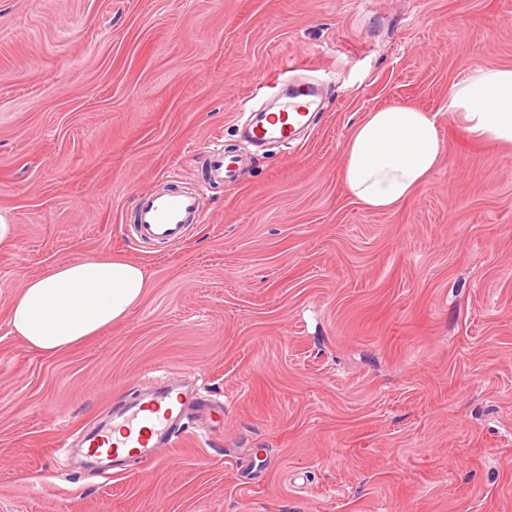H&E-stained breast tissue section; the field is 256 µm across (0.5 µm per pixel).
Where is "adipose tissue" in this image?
Segmentation results:
<instances>
[{
	"label": "adipose tissue",
	"mask_w": 512,
	"mask_h": 512,
	"mask_svg": "<svg viewBox=\"0 0 512 512\" xmlns=\"http://www.w3.org/2000/svg\"><path fill=\"white\" fill-rule=\"evenodd\" d=\"M448 112L475 139L512 145V67L487 64L448 87ZM442 151L437 117L395 105L359 123L345 149L343 178L367 208L392 210L423 185ZM143 269L120 258H83L27 280L9 307L25 346L52 356L98 335L142 299Z\"/></svg>",
	"instance_id": "1"
}]
</instances>
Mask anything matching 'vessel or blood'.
Segmentation results:
<instances>
[{
	"label": "vessel or blood",
	"instance_id": "obj_1",
	"mask_svg": "<svg viewBox=\"0 0 512 512\" xmlns=\"http://www.w3.org/2000/svg\"><path fill=\"white\" fill-rule=\"evenodd\" d=\"M320 90L312 83L292 84L282 95L278 117L271 121L256 120L247 127L248 134L259 141H296L316 111ZM209 182L221 184L234 180L238 168L226 156L221 141H214L203 152ZM204 221L196 192L169 187L141 193L136 203L135 227L141 239L175 244L186 229ZM196 399L186 391L162 385L133 401L125 402L112 414L119 423V437L97 430L84 436L83 447L112 449L113 467L122 466L129 456L148 458L154 449L173 445L178 429L194 410Z\"/></svg>",
	"mask_w": 512,
	"mask_h": 512
}]
</instances>
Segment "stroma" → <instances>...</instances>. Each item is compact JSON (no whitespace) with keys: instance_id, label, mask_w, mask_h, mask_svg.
Wrapping results in <instances>:
<instances>
[{"instance_id":"stroma-1","label":"stroma","mask_w":512,"mask_h":512,"mask_svg":"<svg viewBox=\"0 0 512 512\" xmlns=\"http://www.w3.org/2000/svg\"><path fill=\"white\" fill-rule=\"evenodd\" d=\"M512 66V0H0V512H512V147L448 87ZM320 80L302 141L242 135L280 73ZM438 115L431 179L377 212L341 178L373 110ZM240 161L209 184L214 138ZM176 179L206 215L139 242ZM141 266L128 316L53 357L14 336L24 280ZM190 385L212 414L121 472L76 442L125 395Z\"/></svg>"}]
</instances>
